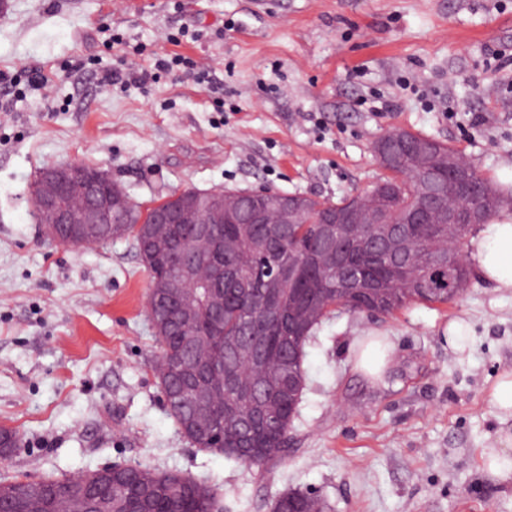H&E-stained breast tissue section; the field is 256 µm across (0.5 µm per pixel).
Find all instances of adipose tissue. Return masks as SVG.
I'll return each instance as SVG.
<instances>
[{"mask_svg": "<svg viewBox=\"0 0 512 512\" xmlns=\"http://www.w3.org/2000/svg\"><path fill=\"white\" fill-rule=\"evenodd\" d=\"M475 258L484 278L512 289V218L486 225L475 240ZM391 354L387 337H362L355 346V367L367 376L378 377L390 363Z\"/></svg>", "mask_w": 512, "mask_h": 512, "instance_id": "1", "label": "adipose tissue"}]
</instances>
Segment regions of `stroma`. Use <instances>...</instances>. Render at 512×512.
Returning <instances> with one entry per match:
<instances>
[{"label":"stroma","instance_id":"35a3bbf8","mask_svg":"<svg viewBox=\"0 0 512 512\" xmlns=\"http://www.w3.org/2000/svg\"><path fill=\"white\" fill-rule=\"evenodd\" d=\"M175 53L209 83L156 70ZM126 68L153 77L97 81ZM36 70L56 77L35 86ZM0 72L16 78L0 108V426L23 436L0 478L119 462L218 486L224 512H271L290 490L330 512H512V481L482 458L512 435L490 401L512 371V290L478 275L448 304L330 316L281 457L247 467L170 418L131 240L74 248L30 212L39 172L71 162L146 205L188 187L336 201L383 177L373 144L392 129L512 189V0H0ZM453 318L470 325L461 351L443 340ZM377 332L393 353L372 381L354 349Z\"/></svg>","mask_w":512,"mask_h":512}]
</instances>
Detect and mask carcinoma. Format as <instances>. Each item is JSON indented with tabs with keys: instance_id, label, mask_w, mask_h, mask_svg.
I'll list each match as a JSON object with an SVG mask.
<instances>
[{
	"instance_id": "carcinoma-1",
	"label": "carcinoma",
	"mask_w": 512,
	"mask_h": 512,
	"mask_svg": "<svg viewBox=\"0 0 512 512\" xmlns=\"http://www.w3.org/2000/svg\"><path fill=\"white\" fill-rule=\"evenodd\" d=\"M410 137L434 151L432 164L448 185L436 208L446 211L464 204L478 210L469 224H435L411 229L420 239L419 258L410 265L392 266L387 259L355 250L360 283L350 288L336 274L321 267L317 241L321 225L294 224L288 240H269L260 224L250 223L252 204L243 201L235 220L214 225L213 242L222 245L211 267L193 263L197 243L185 247L193 225L179 224L168 243L151 244L155 225L152 214L135 208L124 224L112 225V236L94 240L105 244L130 237L148 272L147 313L159 354L153 365L166 408L178 432L194 447L227 458L239 459L237 429L247 414L269 412L276 423L257 426L250 435L253 451L266 460L278 458L286 445L288 430L298 412L306 388V347L325 318L341 312L391 314L412 304H446L461 298L472 282V270L462 255L468 237L477 226L488 223L512 204L509 193L483 177L448 144L412 133ZM469 172L473 192L458 195L452 173ZM400 175L385 177L371 187L338 201L321 200L297 193L295 197L310 215H338L351 207L404 213L419 203V171L412 157L399 168ZM193 264V278L183 282L182 298L172 295L170 281L181 265ZM235 271L224 294V315L216 316L200 299L197 284L222 265ZM194 299L193 324L181 330L178 313L182 299ZM129 472L151 483L146 491L137 483H108L98 469L63 480L0 479L15 492L4 512H30L34 495L45 502L43 512H68L69 499L92 478L112 488V510L123 512L136 500L151 512H222L218 488L191 480L178 471L129 466ZM271 512H327L317 496L287 491L278 496Z\"/></svg>"
}]
</instances>
